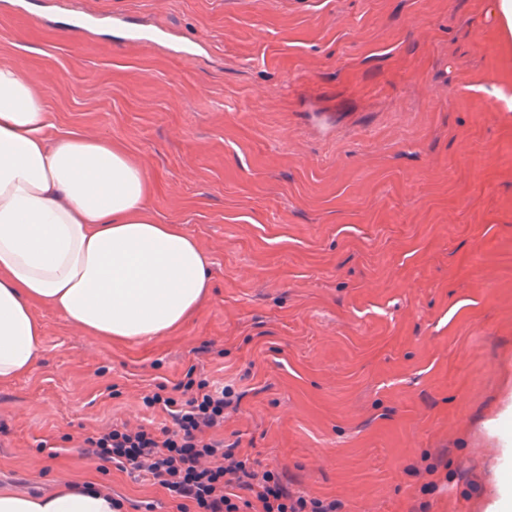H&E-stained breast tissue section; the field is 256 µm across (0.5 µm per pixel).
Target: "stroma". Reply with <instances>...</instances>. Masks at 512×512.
Instances as JSON below:
<instances>
[{
    "label": "stroma",
    "mask_w": 512,
    "mask_h": 512,
    "mask_svg": "<svg viewBox=\"0 0 512 512\" xmlns=\"http://www.w3.org/2000/svg\"><path fill=\"white\" fill-rule=\"evenodd\" d=\"M0 9L55 131L126 147L209 293L179 329L90 335L42 303L32 369L0 383V488H165L80 457L186 373L223 379L225 443L339 512H491L512 435V38L487 0H70L164 31H60Z\"/></svg>",
    "instance_id": "1"
}]
</instances>
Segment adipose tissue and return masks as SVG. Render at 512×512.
<instances>
[{"mask_svg":"<svg viewBox=\"0 0 512 512\" xmlns=\"http://www.w3.org/2000/svg\"><path fill=\"white\" fill-rule=\"evenodd\" d=\"M44 99L0 65V383L29 371L44 330L33 302L118 340L161 336L204 301L207 259L182 225L151 215L130 154L70 130L49 137ZM0 512H114L111 493L67 483L0 489Z\"/></svg>","mask_w":512,"mask_h":512,"instance_id":"adipose-tissue-1","label":"adipose tissue"}]
</instances>
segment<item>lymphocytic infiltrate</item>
Here are the masks:
<instances>
[{
	"mask_svg": "<svg viewBox=\"0 0 512 512\" xmlns=\"http://www.w3.org/2000/svg\"><path fill=\"white\" fill-rule=\"evenodd\" d=\"M183 388L188 398L158 392L144 398L167 425H111L84 437L81 457L143 472L178 498L179 512H336L335 502L291 490L278 471H256L235 445L211 438L224 425L228 390L205 379Z\"/></svg>",
	"mask_w": 512,
	"mask_h": 512,
	"instance_id": "1",
	"label": "lymphocytic infiltrate"
}]
</instances>
